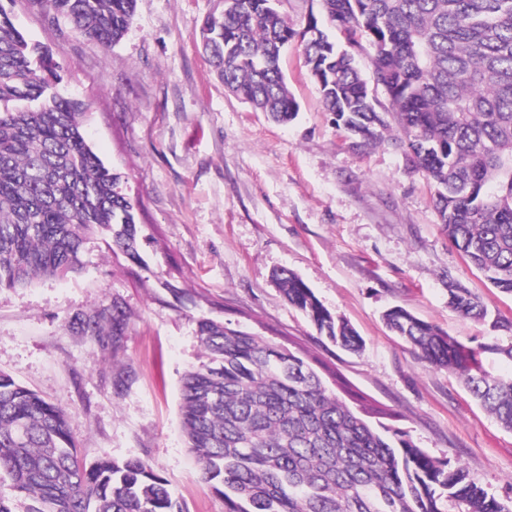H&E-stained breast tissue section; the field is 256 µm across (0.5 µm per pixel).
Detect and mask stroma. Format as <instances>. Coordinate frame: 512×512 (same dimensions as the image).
Wrapping results in <instances>:
<instances>
[{"label": "stroma", "instance_id": "1", "mask_svg": "<svg viewBox=\"0 0 512 512\" xmlns=\"http://www.w3.org/2000/svg\"><path fill=\"white\" fill-rule=\"evenodd\" d=\"M222 9V0H136L124 37L105 48L37 0L13 5L17 28L62 67L59 93L85 103L88 145L139 203L141 262L94 236L78 274L0 290V371L66 410L86 461L147 460L187 512H224L185 444L181 379L207 360L198 321L228 322L323 363L327 387L364 401L369 422L406 431L512 500V431L382 319L402 306L483 349L491 377L512 378V361L485 350L512 343L495 325L512 319V295L448 241L435 184L401 149L351 147L301 47L281 61L298 105L291 123L229 92L200 43L204 19ZM281 267L356 329L361 352L337 347L288 304L272 281ZM452 281L481 297L486 321L449 309ZM114 305L126 316L121 336L83 332V318Z\"/></svg>", "mask_w": 512, "mask_h": 512}]
</instances>
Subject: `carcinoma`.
I'll return each mask as SVG.
<instances>
[{"label": "carcinoma", "mask_w": 512, "mask_h": 512, "mask_svg": "<svg viewBox=\"0 0 512 512\" xmlns=\"http://www.w3.org/2000/svg\"><path fill=\"white\" fill-rule=\"evenodd\" d=\"M74 31L110 48L135 0H39ZM296 29L276 0H224L201 26L203 47L224 86L278 123L297 114L281 70L296 42L326 111L351 146L385 141L396 123L411 165L440 190L438 218L466 261L512 294V0H318ZM372 49L364 74L336 45ZM60 65L26 38L0 3V289L63 279L83 268L84 246L101 234L139 258L138 203L121 175L87 145L84 104L57 92ZM382 88L391 108L379 107ZM274 280L317 331L356 352L361 337L335 318L293 272ZM448 307L487 316L479 296L448 284ZM387 327L425 361L451 369L512 431V379H492L481 355L512 360V344L469 348L400 306ZM119 336L124 314L104 308L83 321ZM209 361L183 376L182 428L201 477L224 496V512H512L469 471L431 457L406 432L371 426L327 389L299 353L228 324L202 320ZM183 512L166 481L141 459L79 456L65 410L0 371V512Z\"/></svg>", "instance_id": "carcinoma-1"}]
</instances>
